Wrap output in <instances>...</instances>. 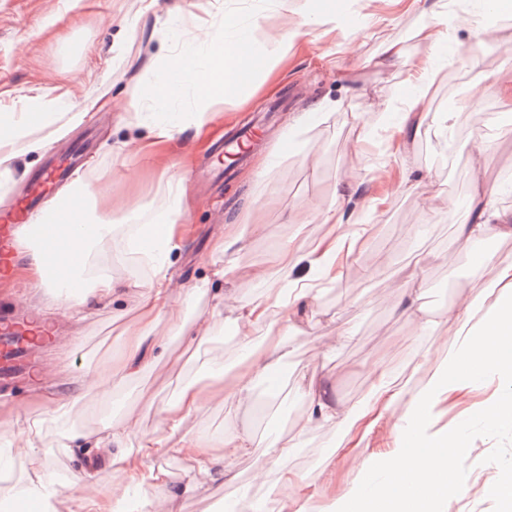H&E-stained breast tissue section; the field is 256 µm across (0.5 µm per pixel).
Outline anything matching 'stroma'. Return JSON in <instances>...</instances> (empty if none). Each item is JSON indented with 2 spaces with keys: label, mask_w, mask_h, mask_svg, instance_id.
I'll return each mask as SVG.
<instances>
[{
  "label": "stroma",
  "mask_w": 512,
  "mask_h": 512,
  "mask_svg": "<svg viewBox=\"0 0 512 512\" xmlns=\"http://www.w3.org/2000/svg\"><path fill=\"white\" fill-rule=\"evenodd\" d=\"M437 0H0V111L18 109L28 89H70L71 104L106 95L110 108L90 111L85 121L49 140L38 153L17 157L14 180L0 192V207L19 199L31 178L48 160L68 162L70 145H88L78 174L95 181L101 193L97 214L111 217L116 229L126 226L127 214L148 202L163 203L162 190L171 178L182 179L191 201L187 221L192 236L174 251L172 291L182 300L187 288L206 289L187 319L207 314L213 297L225 284L215 277L224 259L212 254V241L229 225L258 224L260 234L249 237L239 259L262 262L276 244L292 241L300 251L313 249L327 230L320 211L333 207L345 228L367 227V248L356 253L341 281L321 288L305 305L308 322L289 321L293 351L269 381L255 390L251 404L227 405L217 400L186 420L187 429L214 438L232 427H253L258 435L276 436L291 444L288 467L307 475L316 485L340 493L346 474L368 467L377 481L385 475L379 462L393 442V423L383 424L357 455L336 458L340 429L303 428L305 401L300 381L317 376L331 382L337 400L362 405L371 380L365 373L374 361L385 360L391 374L417 373L420 389L433 370V356L453 344L444 324L418 332L401 314L400 283L411 269L424 274V302L440 315L481 288L490 269L477 267L474 249L456 240V225L471 193V147L488 146L483 180L499 210L512 211V110L493 96L481 102L483 123H476L464 102L476 83L493 72H512V9L496 12L502 36L476 43L466 26L457 27L438 46L420 42L414 32L427 22ZM232 18L247 33L260 68L247 89L246 102L229 101L224 119L206 137H197L188 116L195 106L192 86L162 106L141 99V91L162 74L169 54L190 47L205 55L204 44L192 42L193 32L220 29ZM302 35L287 55L278 39L293 29ZM400 43L404 55L382 64L388 43ZM435 64L442 72L428 94L429 116L414 141L390 148L392 126L402 115L382 111L383 103L408 95L415 68ZM255 119L259 145L228 180L196 182L195 166L210 162L214 142L226 128ZM180 122L170 149L142 159L131 142L145 139L153 125ZM275 163L259 171L260 158ZM407 174L411 187L395 189L391 203L370 212L368 205L379 182ZM434 185L437 198L423 194ZM138 296L122 291L110 303L90 305L83 318L59 310L54 339L42 353L48 382L22 389L20 395L0 392L14 413L32 411L36 392L65 393L72 379L90 378L104 368L113 339L136 316ZM200 347H187L174 336L169 319L153 330L157 340L153 365L129 379L117 395L103 397L88 388L82 410L73 418L43 425L42 452L46 474L61 492L55 512H70L72 496L88 492L115 497L111 479L92 485L77 477L93 456L90 448H61L60 433L92 434L112 423L134 419L141 432L154 431L156 409L173 400L179 388L204 377L210 363L233 365L242 359L233 334V315ZM351 332L346 344L336 341V326ZM428 361H421L423 353ZM512 407V381L486 379L446 406L438 422L457 431L464 443L462 465L473 485L471 493L435 504V512H512V502L497 495V486L512 483V420L488 422L485 405ZM335 458V472L324 464ZM264 461L262 453L234 460L231 477L206 488L184 492L188 465L174 451L160 463L170 474L169 491L180 492L181 512H263L268 488L254 479Z\"/></svg>",
  "instance_id": "35a3bbf8"
}]
</instances>
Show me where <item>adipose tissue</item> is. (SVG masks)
I'll use <instances>...</instances> for the list:
<instances>
[{
    "label": "adipose tissue",
    "mask_w": 512,
    "mask_h": 512,
    "mask_svg": "<svg viewBox=\"0 0 512 512\" xmlns=\"http://www.w3.org/2000/svg\"><path fill=\"white\" fill-rule=\"evenodd\" d=\"M491 12L485 11L464 17L461 10L450 4L440 5L433 21L418 30L419 39L434 44L448 36V30L458 20L467 19L474 34L491 30ZM209 44L206 62L185 50L168 57L165 76L146 91L147 98L157 102L169 99L167 76L182 72L190 76L195 91L196 108L192 124L198 133H205L216 116V109L225 101L241 96L252 83L258 69V60L248 50L244 40L230 42L223 32H206ZM70 99L69 92L31 89L23 96L18 112L0 113V188L7 187L14 176L12 161L21 152L42 149L47 139L61 134L64 128L81 124L88 111L108 106L100 96L76 110L61 112V105ZM385 111H401L403 121L393 133L396 147L407 144L411 134L425 123L428 103L425 92L419 91L402 104L386 103ZM176 203L167 211L154 213L151 204L133 210L129 223L139 225V239L146 241L151 273L144 280L118 281L106 272L88 274L86 265H73L69 256L57 258L48 265L40 257L15 266L13 278L25 281L35 289L52 288L55 295L66 298L67 309L80 315L89 301H104L121 290L139 294L140 304L135 320L122 332L121 357L100 373V389L110 383L144 370L151 358L154 345L150 334L155 324L164 317L173 318L174 298L170 291V255L179 241L191 232L189 224L180 216L187 207L184 189H177ZM470 220L462 224L461 236L465 245H474L481 239L512 237V213L494 208L481 181H474L469 205ZM320 221L332 225L333 230L319 240L313 250L300 252L293 244L283 246L266 264H239L229 260L219 274L232 283L247 277L262 284L260 295L244 300L233 293L216 297L209 318L189 326L175 321L173 329L188 341L206 338L218 324L224 311H232L237 323L236 345L243 351V359L233 367L214 364L207 368L205 378L185 384L177 397L163 403L157 410L159 426L138 438L135 447L126 442L131 425L116 424L106 434L96 436L92 445L106 451L107 465L112 470V485L116 492L145 487L163 488L168 484V472L159 459L167 449H176L193 464L186 490H193L217 479L219 462L252 453L261 447L266 462L257 471V478L275 475V499L268 512H430L429 505L438 499L470 492L469 478L459 465L461 442L452 434L434 430L440 406L455 400L475 384L476 375L499 373L512 377V258L485 257L494 274L483 290L467 298L462 310H448L442 320L456 338L454 346L440 358L429 381L414 395L413 411L393 440V451L386 467L391 484L389 490L374 497L359 494L361 473L347 475L348 492L332 498L328 510H321L317 502L321 491H308L306 476L289 470L283 464L290 448L277 439L261 441L250 429H242L230 437L214 441L204 435L183 431L184 421L202 411L214 398L243 404L251 400L255 386L277 372L291 352L284 332L270 333L265 343H258L255 332L269 324L273 309L294 308L302 300L313 298L323 283H336L344 274L349 258L362 249L359 235L342 232L341 214L328 208L320 213ZM372 378L367 401L356 407L340 408L329 385L309 382L303 397L306 426L330 425L339 428L343 437L339 448L343 453H354L363 447L370 435L384 421L394 415L401 396L407 392L409 379H394L383 363L369 366ZM86 389L76 383L65 397H37L36 408L25 418H12L11 433L23 442L22 453L37 456L42 426L49 419L75 416ZM223 448V457H216L215 448ZM415 476L416 489L406 492L402 484L407 476Z\"/></svg>",
    "instance_id": "ef3b65f1"
}]
</instances>
